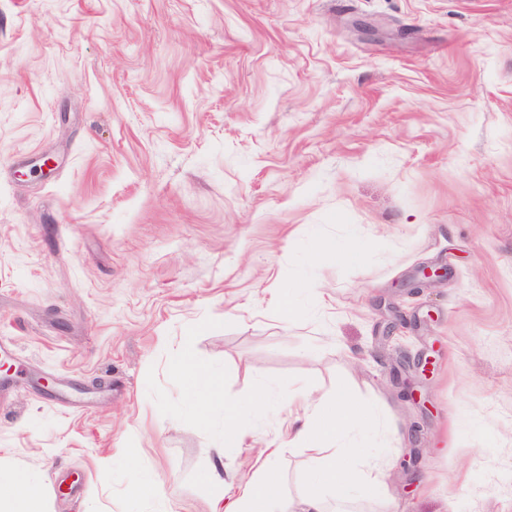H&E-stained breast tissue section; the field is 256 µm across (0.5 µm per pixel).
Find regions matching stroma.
Masks as SVG:
<instances>
[{"instance_id": "1", "label": "stroma", "mask_w": 512, "mask_h": 512, "mask_svg": "<svg viewBox=\"0 0 512 512\" xmlns=\"http://www.w3.org/2000/svg\"><path fill=\"white\" fill-rule=\"evenodd\" d=\"M424 262L448 282L408 295ZM299 279L320 293L289 325ZM0 343V474L46 512H212L228 403L227 486L260 436L298 498L294 380L395 431L388 498L329 512H512V0H0ZM183 343L215 374L204 417ZM145 480L167 505L130 500ZM231 410H225V428H224V437H221L219 440V447L213 448V451L216 455L218 465H214L213 474H212V481L214 485L218 488L220 496L224 497V479L222 478V475L219 471V467L223 466V458L224 453L227 450H234L232 446H230L231 442H233L232 435H233V428L230 425V418H231Z\"/></svg>"}]
</instances>
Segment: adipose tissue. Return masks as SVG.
<instances>
[{"label": "adipose tissue", "mask_w": 512, "mask_h": 512, "mask_svg": "<svg viewBox=\"0 0 512 512\" xmlns=\"http://www.w3.org/2000/svg\"><path fill=\"white\" fill-rule=\"evenodd\" d=\"M288 402L296 407L288 435L310 452L306 494L297 505L281 507L277 499L279 451L266 448L257 457L254 475L225 512H326V493L342 494L352 488L367 498L386 496L391 457L369 460L361 448L347 441L352 433H376L380 421L371 405H353L330 394L316 396L304 387L289 390ZM328 441L334 442L336 451L325 457L321 446ZM2 504L8 505L9 512H41L36 479L0 476Z\"/></svg>", "instance_id": "ef3b65f1"}]
</instances>
